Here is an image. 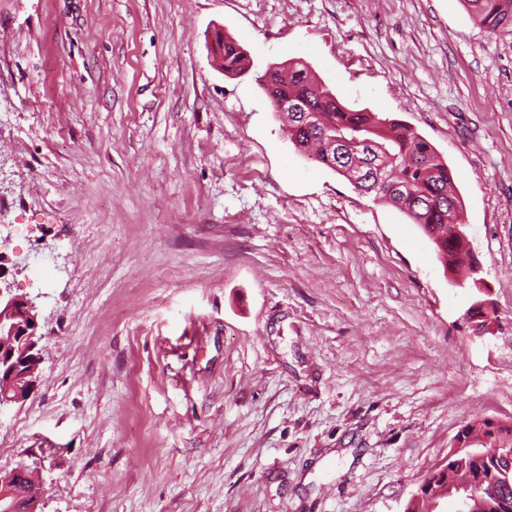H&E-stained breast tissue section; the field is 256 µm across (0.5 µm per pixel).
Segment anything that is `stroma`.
Returning <instances> with one entry per match:
<instances>
[{
  "mask_svg": "<svg viewBox=\"0 0 512 512\" xmlns=\"http://www.w3.org/2000/svg\"><path fill=\"white\" fill-rule=\"evenodd\" d=\"M290 58L443 155L480 283L293 147L257 82ZM0 250L44 334L0 472L38 512H405L463 425H512V32L461 0H0ZM214 41L210 47L213 58L219 62L220 69L227 77H238L248 73L243 61L244 55L239 52L240 42L226 32L214 30ZM243 47V46H242ZM41 487L35 477L25 468H17L2 475L0 473V500L13 498L18 510L37 512Z\"/></svg>",
  "mask_w": 512,
  "mask_h": 512,
  "instance_id": "obj_1",
  "label": "stroma"
}]
</instances>
